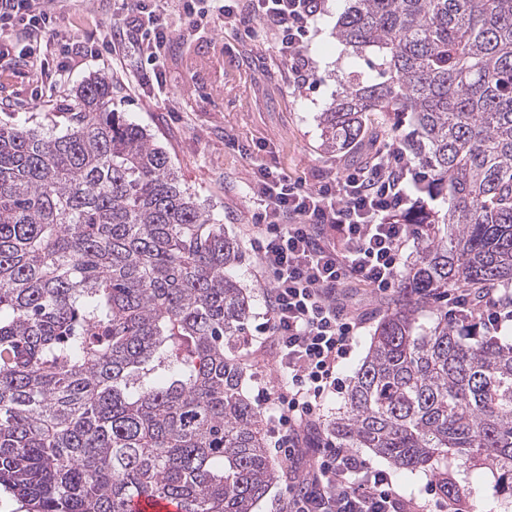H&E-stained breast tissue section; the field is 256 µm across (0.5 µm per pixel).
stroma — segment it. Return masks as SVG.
<instances>
[{"instance_id": "obj_1", "label": "stroma", "mask_w": 512, "mask_h": 512, "mask_svg": "<svg viewBox=\"0 0 512 512\" xmlns=\"http://www.w3.org/2000/svg\"><path fill=\"white\" fill-rule=\"evenodd\" d=\"M120 5L121 0H65L60 25L78 27V43L62 73L53 78L42 77L40 62L0 59V118L42 120L46 113L73 106L78 85L89 75H111L117 85L113 110L147 130L151 140L168 153L181 182L245 248L246 229L256 208L247 195L255 164L312 186L322 176L349 167L343 154L323 148L319 124L321 113L337 99L340 82L349 73L369 81L376 77L367 64V53L355 52L337 35L349 0H321L306 49L314 71L312 85L293 83L288 64L275 51L274 30L255 21L248 36L243 28L218 20L174 44L164 59L165 93L154 98L138 94L133 62L114 59L111 48L102 45L120 15ZM94 44L100 47L95 54L90 51ZM235 273L251 296L249 321L258 323L266 311L269 286L252 252L246 249ZM350 295L353 308L365 315L366 325L350 357L339 367L346 381L360 367L388 307L387 302L356 288ZM238 355L245 368L247 397H256L264 383H281L272 363L271 344L245 341ZM359 455L370 466L389 472L398 493L428 501L431 472L399 469L366 448ZM448 470L466 490L470 512H484L490 502L500 512H512V480L499 469L452 454Z\"/></svg>"}]
</instances>
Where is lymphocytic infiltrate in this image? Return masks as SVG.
Instances as JSON below:
<instances>
[{
  "label": "lymphocytic infiltrate",
  "instance_id": "1",
  "mask_svg": "<svg viewBox=\"0 0 512 512\" xmlns=\"http://www.w3.org/2000/svg\"><path fill=\"white\" fill-rule=\"evenodd\" d=\"M53 3L0 0V57L27 61L52 49L64 57L73 52ZM318 12L316 0H135L109 42L137 51L136 85L151 97L164 85L163 56L181 36L168 14L192 30L214 18L233 27L246 17L277 30L276 50L302 86L313 77L304 41ZM417 180L411 159L394 142L369 164L313 186L263 166L253 173L250 195L260 209L252 215L249 244L270 289L250 338L272 343L275 363L288 376L287 384L260 387L256 395L258 406L277 410L274 446L288 469L279 512H429L427 504L397 493L389 473L337 447L320 421L324 401L342 388L337 369L364 326L342 291L363 288L383 299L397 290L403 256L419 243L423 227L394 217L420 206L410 192ZM447 300L448 320L458 327L490 335L512 324L510 288H457Z\"/></svg>",
  "mask_w": 512,
  "mask_h": 512
}]
</instances>
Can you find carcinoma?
Instances as JSON below:
<instances>
[{
    "label": "carcinoma",
    "mask_w": 512,
    "mask_h": 512,
    "mask_svg": "<svg viewBox=\"0 0 512 512\" xmlns=\"http://www.w3.org/2000/svg\"><path fill=\"white\" fill-rule=\"evenodd\" d=\"M349 75L323 146L354 153L368 113L409 118L422 193L445 213L403 268L342 410L340 448L401 469L452 450L512 476V343L468 342L436 304L512 284V0H354ZM77 107L0 121V495L22 512H255L279 479L235 353L250 296L243 252L181 186L168 153L110 109L94 75Z\"/></svg>",
    "instance_id": "cac0c4a2"
}]
</instances>
